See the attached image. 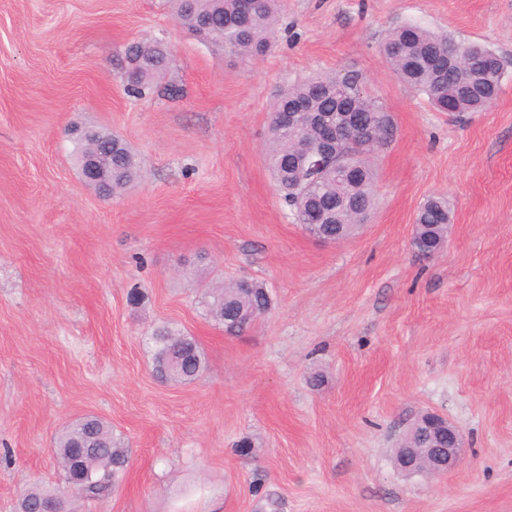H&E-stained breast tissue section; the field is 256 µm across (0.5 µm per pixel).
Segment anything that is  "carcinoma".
<instances>
[{
	"mask_svg": "<svg viewBox=\"0 0 512 512\" xmlns=\"http://www.w3.org/2000/svg\"><path fill=\"white\" fill-rule=\"evenodd\" d=\"M178 26L224 47V52L248 57L265 55L279 21L282 0H256L249 12L242 0H172ZM459 41L450 35H438L416 25L405 24L393 29L385 38L383 54L401 81L427 95L433 107L443 112L448 100L456 103L458 112H479L495 102L503 79V64L492 49L477 43L468 44V64L459 63L453 54ZM124 57L133 64L128 73L127 93L135 98H172L179 90L162 83L171 59L165 57L158 41H138L126 46ZM361 77L356 73L317 75L287 89L276 97L272 107L271 136L266 155L276 188L284 203L294 212L296 222L315 237L336 238L347 228L336 224V195L346 174L341 166L331 163L308 171L294 161L295 141L300 135L315 139L320 134V116L330 112H355L358 122L341 127L338 135L351 153L352 202L346 223L355 224L362 212L372 209L376 183L374 158L392 139V128L385 108L378 100L360 93ZM296 101L307 103V111L298 125L281 129L277 115L286 112ZM112 141V196H118L140 178V163L125 140L118 136H98L96 148ZM448 201L441 196L427 198L419 207L417 236L427 240L421 257L433 256L438 250L442 225L448 223ZM212 320L224 332L237 335L272 307V297L265 285L253 281L240 286L235 281L211 291L205 301ZM156 371L161 377L176 382H192L205 366L204 352L191 334L163 324L148 337ZM86 422H76L55 441L56 459L64 472L65 482L77 476L73 448V432ZM96 459L92 477L79 493L89 498H102L124 478L129 465V450L122 446L112 429L97 422ZM52 491L31 488L21 499L18 512H36Z\"/></svg>",
	"mask_w": 512,
	"mask_h": 512,
	"instance_id": "cac0c4a2",
	"label": "carcinoma"
}]
</instances>
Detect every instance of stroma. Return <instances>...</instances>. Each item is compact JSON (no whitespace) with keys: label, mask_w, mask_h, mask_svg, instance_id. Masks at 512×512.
Masks as SVG:
<instances>
[{"label":"stroma","mask_w":512,"mask_h":512,"mask_svg":"<svg viewBox=\"0 0 512 512\" xmlns=\"http://www.w3.org/2000/svg\"><path fill=\"white\" fill-rule=\"evenodd\" d=\"M406 23L493 49L495 104L438 112L400 82L380 46ZM142 38L168 42L181 97L127 95L123 51ZM273 41L226 55L169 0H0V512L65 491L53 439L86 416L131 455L73 512H269V495L278 512H512V0H283ZM349 71L397 132L370 223L333 245L296 224L265 143L281 87ZM87 127L142 163L120 197L79 175L71 131ZM436 194L448 245L422 259L409 243ZM232 279L273 298L234 336L204 305ZM165 323L203 348L193 383L154 370L144 339ZM426 411L464 447L408 475L394 445ZM423 425L428 423L448 430V447L429 448V469L433 472L439 471L442 467L452 468L459 459L463 448V433L461 429L449 422L444 416L435 412H426L422 416Z\"/></svg>","instance_id":"stroma-1"}]
</instances>
